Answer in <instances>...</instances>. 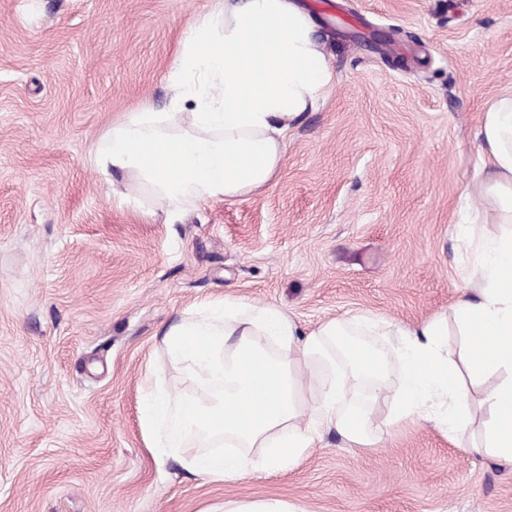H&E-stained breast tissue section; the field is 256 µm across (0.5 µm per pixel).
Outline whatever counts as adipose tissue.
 <instances>
[{"label":"adipose tissue","mask_w":512,"mask_h":512,"mask_svg":"<svg viewBox=\"0 0 512 512\" xmlns=\"http://www.w3.org/2000/svg\"><path fill=\"white\" fill-rule=\"evenodd\" d=\"M332 81L296 0H212L166 75L168 109L125 113L94 163L172 219L242 198L274 179L289 130ZM478 136L480 220L466 232L477 264L447 313L415 329L365 315L305 333L274 305L201 302L165 332L146 375L142 421L158 453L220 482L285 472L330 430L371 446L385 400L390 424L427 423L452 440L476 428L473 452L512 461L511 94L485 109Z\"/></svg>","instance_id":"obj_1"}]
</instances>
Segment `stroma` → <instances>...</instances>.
<instances>
[{"instance_id":"1","label":"stroma","mask_w":512,"mask_h":512,"mask_svg":"<svg viewBox=\"0 0 512 512\" xmlns=\"http://www.w3.org/2000/svg\"><path fill=\"white\" fill-rule=\"evenodd\" d=\"M333 85L288 134L267 188L170 220L93 161L210 0H0V512H512V462L406 423L374 446L325 434L286 472L235 483L160 459L142 382L194 304L277 305L300 329L446 311L475 264L463 237L476 134L512 93V0H300ZM219 510L211 512H298L297 507L283 499L270 498L262 500L237 499L224 501Z\"/></svg>"}]
</instances>
